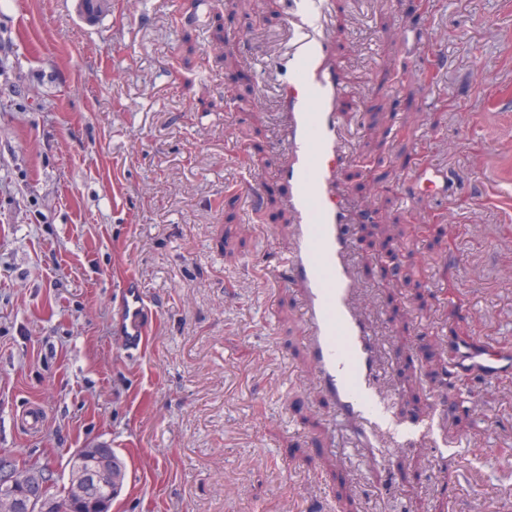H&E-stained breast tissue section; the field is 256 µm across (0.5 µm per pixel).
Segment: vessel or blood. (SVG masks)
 <instances>
[{
    "mask_svg": "<svg viewBox=\"0 0 512 512\" xmlns=\"http://www.w3.org/2000/svg\"><path fill=\"white\" fill-rule=\"evenodd\" d=\"M289 24L292 45L287 61L303 74L278 86L287 144L280 177L288 185L295 231L293 249L275 274L302 289L308 354L321 391L334 402L339 417L361 422L364 397L375 390L377 349L357 300L359 286L349 256L353 232L338 188V169L346 153L338 118L344 89L329 53L324 12L310 18L295 10ZM409 189L450 198L459 187L449 171L426 163L412 172ZM119 332L131 353L140 351L149 335L144 298L130 280L122 287ZM350 352L359 361L356 392L338 380ZM457 357L463 372L486 382L512 371L508 346H465Z\"/></svg>",
    "mask_w": 512,
    "mask_h": 512,
    "instance_id": "b4317fda",
    "label": "vessel or blood"
}]
</instances>
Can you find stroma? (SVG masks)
<instances>
[{
  "mask_svg": "<svg viewBox=\"0 0 512 512\" xmlns=\"http://www.w3.org/2000/svg\"><path fill=\"white\" fill-rule=\"evenodd\" d=\"M323 2L340 191L387 227L351 249L382 428L337 417L301 291L270 275L293 243L288 0H112L94 24L78 0H0L1 473L60 487L105 443L127 471L112 512H512V375L477 422L413 419L402 394L418 333L512 346V0ZM422 162L458 194L407 201ZM383 246L410 286L388 287ZM129 277L154 317L135 355L114 332Z\"/></svg>",
  "mask_w": 512,
  "mask_h": 512,
  "instance_id": "obj_1",
  "label": "stroma"
}]
</instances>
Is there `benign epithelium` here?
<instances>
[{
    "label": "benign epithelium",
    "mask_w": 512,
    "mask_h": 512,
    "mask_svg": "<svg viewBox=\"0 0 512 512\" xmlns=\"http://www.w3.org/2000/svg\"><path fill=\"white\" fill-rule=\"evenodd\" d=\"M112 449L100 444L84 448L76 453L79 461L94 463L87 472L70 471L66 496L52 492L50 479L44 469L29 465L12 467L6 476L0 475V512H16L21 507L29 512H111L112 501H91L88 499L90 482H112Z\"/></svg>",
    "instance_id": "1"
}]
</instances>
